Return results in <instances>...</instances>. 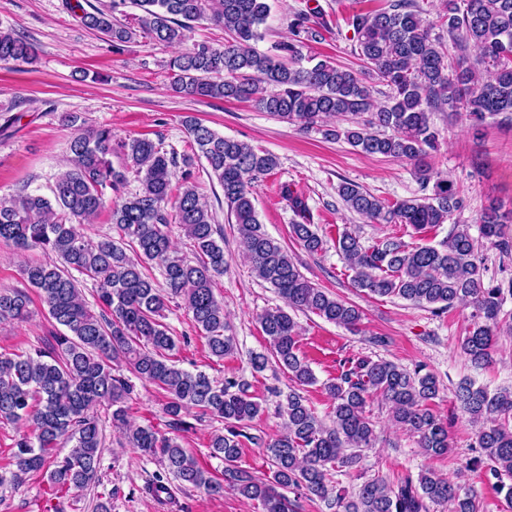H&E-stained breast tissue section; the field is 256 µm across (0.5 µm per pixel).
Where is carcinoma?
Here are the masks:
<instances>
[{
	"mask_svg": "<svg viewBox=\"0 0 512 512\" xmlns=\"http://www.w3.org/2000/svg\"><path fill=\"white\" fill-rule=\"evenodd\" d=\"M142 10L137 24L156 43L180 44L194 22L204 18L224 27V45L197 43L169 64L171 87L190 97L233 99L315 130L326 139H344L368 155L409 161L422 188L433 194L391 203L351 182L339 186L345 206L377 224H402L425 233L448 222L463 206L460 190L441 180L427 161L439 131L433 112L462 115L472 129L502 115L512 120V0H446L443 23L448 40L431 36L415 0H391L389 7L346 18L354 31L362 78L327 60L303 54L307 41L321 36L319 12L301 10L291 21L293 38L261 52L270 6L267 0H112L107 9L83 12L84 25L107 36L119 48L134 38L131 24L117 18L126 4ZM477 58L469 61V48ZM32 44L12 31L0 30V63L30 64ZM390 90L389 101L376 105L367 79ZM351 120L346 129L327 124L331 117ZM192 153L180 165L146 138L116 139L110 128H90L74 137L71 158L46 197L24 187L0 198V242L20 250L38 248L45 259L22 269L25 289H0V321L29 314L35 291L55 325L53 343L34 353H0V423L24 421L30 433L14 440L10 471L14 481L49 469V480L62 489H83L98 480L104 435L98 409L112 427L144 456L157 457L163 473L155 475L150 494L173 498L170 480L179 486L224 494V485L257 500L263 512H297L284 491L296 490L310 501L336 497L337 512H428L429 503H449L453 512H479L471 495L432 470L414 479L407 475L392 486L382 479L363 482L348 497L334 493L329 472L356 468L361 452L373 446L375 426L367 415L378 394L390 404L392 419L418 437L432 457L448 453V426L428 405L439 394L437 378L421 369L409 371L392 362L359 358L324 384L334 401L331 425L316 416L306 398L291 389L280 403L284 431L265 443L271 475L262 478L238 465L244 428L261 410L248 384L235 378L218 381L190 371L173 360L179 340L162 322L174 302L185 307L211 356L235 354L224 305L215 295L224 275V236L198 186L190 181L195 157L224 193L228 215L238 226L241 244L255 276L271 285L284 306L265 311L259 324L278 363L298 385L316 383L298 347L293 313L311 312L350 330L361 321L359 308L332 296L300 272L288 252L263 229L255 209V187L278 167L269 152L225 137L195 118L184 120ZM120 154L134 170L139 188L126 196L127 169L112 165ZM282 198L297 217L292 238L309 254L324 249L306 200L286 185ZM189 242L190 253L171 246L167 207ZM108 210L113 234L88 241L82 224ZM480 238L466 224L454 226L440 247L409 244L392 236L366 247L348 231L336 249L353 271L356 287L371 294L397 296L418 306L447 310L460 302L472 308L473 325L460 349L470 365L482 369L493 361L495 336L505 324L503 304L512 296V280L484 278L480 251L490 245L512 255L506 224L512 210L490 204L480 216ZM156 268L158 284L149 273ZM92 281L98 311L87 305L81 281ZM129 371L132 377L124 375ZM158 386L167 394L163 411L175 429L187 427L182 414L196 408L224 422V431L209 442L210 456L224 462L218 479L199 466L178 442L152 426H133L127 400L131 378ZM463 413L476 426L475 447L490 461L486 476L512 506V389L493 392L472 382L456 393ZM72 443L59 456L60 441ZM511 483H505V480Z\"/></svg>",
	"mask_w": 512,
	"mask_h": 512,
	"instance_id": "carcinoma-1",
	"label": "carcinoma"
}]
</instances>
